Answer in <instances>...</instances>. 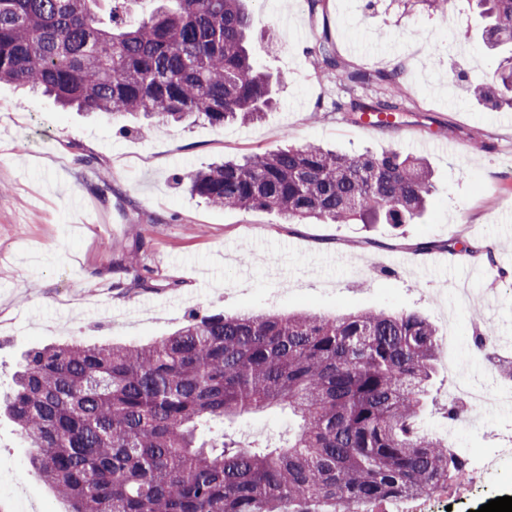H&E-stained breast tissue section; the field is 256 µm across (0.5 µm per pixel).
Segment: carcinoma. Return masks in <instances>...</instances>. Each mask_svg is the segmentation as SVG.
Here are the masks:
<instances>
[{"mask_svg": "<svg viewBox=\"0 0 512 512\" xmlns=\"http://www.w3.org/2000/svg\"><path fill=\"white\" fill-rule=\"evenodd\" d=\"M0 0V82L111 119L163 124L258 120L273 76L258 65L244 0ZM440 16L473 5L480 37L503 58L472 86L512 107V0H424ZM311 54L354 85L382 83L367 103H336L355 122L391 125L404 68L348 71L328 29ZM427 163L395 149L349 156L316 143L214 163L185 175L215 206L264 209L285 220L413 223L432 185ZM121 265L131 287L139 249ZM436 328L415 312L213 313L145 344L80 342L27 351L4 414L32 472L68 512H372L377 504L448 488L468 462L415 426L437 370ZM286 410L288 442L243 447L225 425Z\"/></svg>", "mask_w": 512, "mask_h": 512, "instance_id": "obj_1", "label": "carcinoma"}]
</instances>
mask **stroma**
Masks as SVG:
<instances>
[{
  "instance_id": "35a3bbf8",
  "label": "stroma",
  "mask_w": 512,
  "mask_h": 512,
  "mask_svg": "<svg viewBox=\"0 0 512 512\" xmlns=\"http://www.w3.org/2000/svg\"><path fill=\"white\" fill-rule=\"evenodd\" d=\"M252 40L271 72L276 103L246 124L183 126L126 117L114 121L63 110L52 98L0 83V395L14 387L22 351L78 341L147 343L192 316L243 309L324 315L366 309L417 311L446 341L426 409L425 430L455 448H512V406L448 421L459 381L497 394L496 374L472 340L482 313L512 354V109L473 99L472 80L498 58L464 15L447 18L402 0H251ZM328 28L347 68L405 70L400 122L366 127L337 100H376L384 85L348 87L314 70L308 52ZM437 142L419 151L416 137ZM316 142L347 154L397 149L424 154L433 192L425 214L394 230L378 226L367 244L358 224L283 223L262 210L224 209L188 193L181 179L223 158ZM488 248L490 257L419 253L423 241ZM141 244V272L155 287H131L119 264ZM288 436L281 413L236 424L242 443ZM30 448L0 416V512H67V503L29 472ZM512 484V462L468 490L426 497V512H478Z\"/></svg>"
}]
</instances>
